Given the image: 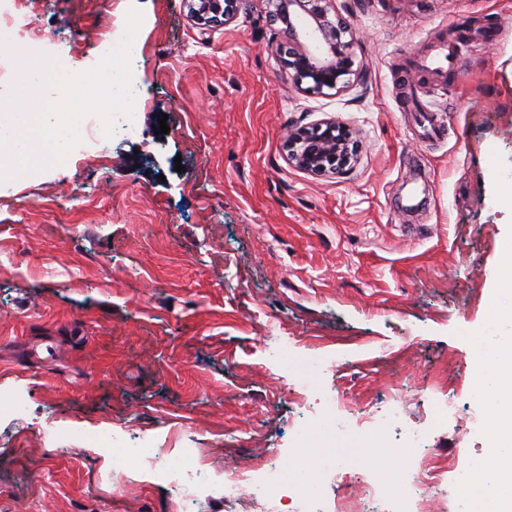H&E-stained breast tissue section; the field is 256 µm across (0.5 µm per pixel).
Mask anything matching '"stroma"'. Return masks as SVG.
<instances>
[{"label":"stroma","instance_id":"stroma-1","mask_svg":"<svg viewBox=\"0 0 512 512\" xmlns=\"http://www.w3.org/2000/svg\"><path fill=\"white\" fill-rule=\"evenodd\" d=\"M133 7L135 133L0 194V512H257L113 474L94 435L153 437L174 464L191 448L217 473L274 449L289 463L301 409L291 370L265 357L275 330L296 357L345 351L320 384L367 411L399 384L409 425L430 417L420 389L445 386L457 414L424 454L455 497L489 452L464 421L471 338L512 238V0H336L364 82L326 96L289 80L264 0L205 32L184 0H50L35 22L71 41L78 72ZM441 45L466 53L447 83L415 66ZM329 118L358 160L314 176L286 137ZM17 395L22 424L5 410Z\"/></svg>","mask_w":512,"mask_h":512}]
</instances>
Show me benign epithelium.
I'll return each instance as SVG.
<instances>
[{"label":"benign epithelium","instance_id":"benign-epithelium-1","mask_svg":"<svg viewBox=\"0 0 512 512\" xmlns=\"http://www.w3.org/2000/svg\"><path fill=\"white\" fill-rule=\"evenodd\" d=\"M191 17L207 30L232 23L238 0H185ZM335 0H266L269 21L284 28L287 41L281 46L284 66L293 84L304 92L323 95L350 87L351 77L362 81L354 69V38L351 28L336 12ZM312 24L316 46L300 40L297 20ZM288 157L301 170L315 176L341 174L355 162L358 145L344 123L328 119L296 129L286 141Z\"/></svg>","mask_w":512,"mask_h":512}]
</instances>
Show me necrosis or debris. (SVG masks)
I'll return each mask as SVG.
<instances>
[{
  "instance_id": "1",
  "label": "necrosis or debris",
  "mask_w": 512,
  "mask_h": 512,
  "mask_svg": "<svg viewBox=\"0 0 512 512\" xmlns=\"http://www.w3.org/2000/svg\"><path fill=\"white\" fill-rule=\"evenodd\" d=\"M44 39V33L34 26L31 13L26 11L24 0H0V43L16 46V66L35 57L36 48ZM383 399L387 406L382 414H366L355 410L341 389L328 391L321 411L295 425L292 446L306 447L320 435L332 443V450L323 453L316 463L298 467H285L272 456L244 473L228 469L220 484L209 470L195 463L193 449H184L182 465L174 466L154 443L134 438L121 440L109 431L101 432L98 439L106 444L121 441V448L112 457L115 473H124L138 463L174 487L182 500L198 502L209 491L219 494L226 506L248 499L262 512H324L321 484L336 466L335 450L353 448L362 468L354 488L337 499L336 512H382L385 503L391 504V512H447L443 467L413 455L427 436L426 428L405 429L397 456L384 466L364 467V452L385 444L389 428L403 420L400 389H386Z\"/></svg>"
}]
</instances>
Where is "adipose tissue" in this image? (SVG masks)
Returning a JSON list of instances; mask_svg holds the SVG:
<instances>
[{
    "label": "adipose tissue",
    "instance_id": "obj_1",
    "mask_svg": "<svg viewBox=\"0 0 512 512\" xmlns=\"http://www.w3.org/2000/svg\"><path fill=\"white\" fill-rule=\"evenodd\" d=\"M512 296L511 287L500 288L492 297L491 321L503 323L496 341L486 336L473 339L478 369V383L491 391L496 402V414L488 427L490 440L503 463L512 462V306L504 303ZM469 512H512V471H503L499 482L485 477L484 463H477L470 484L465 488Z\"/></svg>",
    "mask_w": 512,
    "mask_h": 512
}]
</instances>
